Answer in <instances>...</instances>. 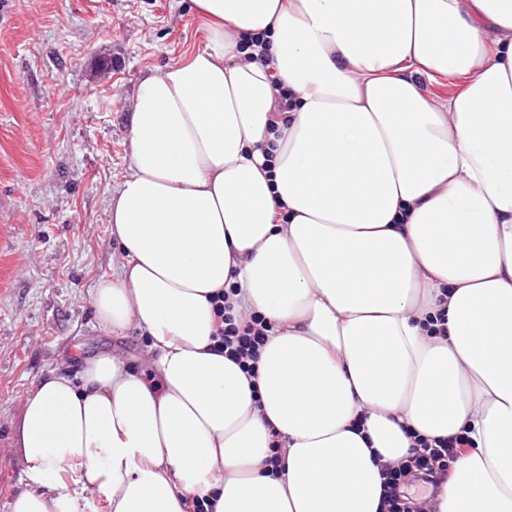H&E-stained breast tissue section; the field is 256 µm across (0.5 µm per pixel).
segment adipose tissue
<instances>
[{
  "mask_svg": "<svg viewBox=\"0 0 512 512\" xmlns=\"http://www.w3.org/2000/svg\"><path fill=\"white\" fill-rule=\"evenodd\" d=\"M192 2L208 45L136 90L93 291L148 344L38 380L12 512H382L385 464L460 433L437 512H512V0ZM219 293L271 325L255 374ZM221 302L222 304H219ZM224 297L218 296L215 300V315L218 318V329L215 345L218 349H224V353L237 361L248 359L245 365L248 371L255 370L259 348L263 344L266 332L270 325L264 318L258 315L251 316L243 325H236L230 316L224 314ZM227 324L228 327H223Z\"/></svg>",
  "mask_w": 512,
  "mask_h": 512,
  "instance_id": "obj_1",
  "label": "adipose tissue"
}]
</instances>
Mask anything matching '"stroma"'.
<instances>
[{"label": "stroma", "instance_id": "35a3bbf8", "mask_svg": "<svg viewBox=\"0 0 512 512\" xmlns=\"http://www.w3.org/2000/svg\"><path fill=\"white\" fill-rule=\"evenodd\" d=\"M206 45L191 0H0V512L34 488L19 441L36 382L147 344L93 315L121 254L107 200L129 173L138 84Z\"/></svg>", "mask_w": 512, "mask_h": 512}]
</instances>
